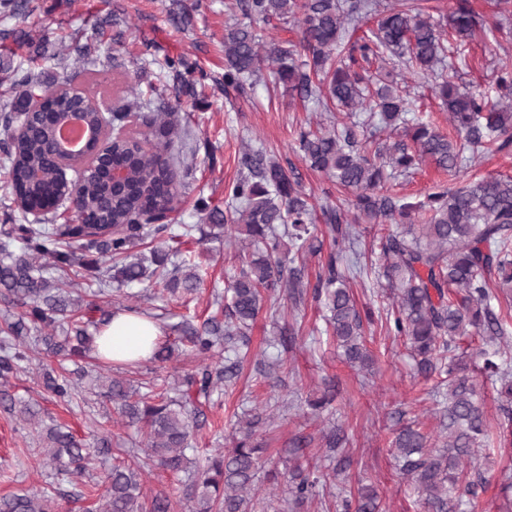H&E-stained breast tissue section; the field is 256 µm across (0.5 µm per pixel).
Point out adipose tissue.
I'll return each instance as SVG.
<instances>
[{"mask_svg":"<svg viewBox=\"0 0 512 512\" xmlns=\"http://www.w3.org/2000/svg\"><path fill=\"white\" fill-rule=\"evenodd\" d=\"M164 334V327L155 320L119 311L98 338L97 351L100 357L114 362L143 361L151 358L156 341Z\"/></svg>","mask_w":512,"mask_h":512,"instance_id":"obj_1","label":"adipose tissue"}]
</instances>
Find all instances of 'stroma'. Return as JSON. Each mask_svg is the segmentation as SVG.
<instances>
[{"label": "stroma", "mask_w": 512, "mask_h": 512, "mask_svg": "<svg viewBox=\"0 0 512 512\" xmlns=\"http://www.w3.org/2000/svg\"><path fill=\"white\" fill-rule=\"evenodd\" d=\"M225 0H31L23 18L0 14V30H25L30 40L14 44L13 67L57 77L75 73V86H84L88 74L106 77L100 96L105 107L122 104L133 94L157 88L166 98H179L176 116L188 131L182 146L187 167L179 179L186 186L172 224L193 226L191 238L141 242L146 253L155 247L180 251L198 265L204 278L192 295L169 303L143 293L133 304L134 312L163 325L172 348L167 361L150 359L137 364H113V376L132 384H150L164 391L185 374L198 371L202 357L179 339L177 326L183 317L197 321L217 315V294L223 293L227 276L237 267L235 252L218 240L203 239L199 231L197 200L226 208L224 188L243 172L240 165L246 142L260 140L271 157L283 166H295L301 185L315 207L342 204L335 185L313 170L292 150L300 128L329 125L334 116L320 111L289 88L266 89L257 84L254 93L241 95L224 86V29L236 20L224 7ZM480 17L474 37L452 59L451 76L460 86L495 96L498 68L512 67V34L503 32V22L493 15L486 0H473ZM179 57L189 70L193 89L173 81L162 64ZM512 175V154L482 156L454 174L428 162L406 176L391 181L388 191L409 202L443 188L456 189L469 179L486 175ZM358 307H370L372 323L366 324L364 345L373 358L370 368L351 367L333 338L327 337L320 309L313 299L292 308L286 296L265 300L249 332L252 357L239 376L209 396L193 397L198 410L192 441L199 458L215 449L230 447L233 438L246 429V414L267 406L268 419L257 430L266 451L265 471L277 474L273 493H260L256 512H341L342 500L358 485L374 486L382 512H421L417 498L402 479L391 441L405 426L429 437L440 432L439 419L447 404L448 386L442 376L417 374L402 338L388 335L384 309L387 299L375 280L351 286ZM16 398L36 400L42 415L68 425L79 437L111 433L112 445L130 448L137 440L135 427L126 425L112 403L79 387L71 403L33 383L24 373L8 377ZM334 383L337 395L323 410L312 401L321 397L326 383ZM342 427L346 452L353 463L347 473L334 475L332 461L313 459L325 484L324 502L295 507L288 500L285 475L293 463L289 451L295 437L320 439L331 426ZM38 454L30 428L0 410V495L18 489L44 487L46 478L33 470ZM487 483L475 501L474 512H512V494L500 491V477L512 469V432L501 443L482 450L474 462Z\"/></svg>", "instance_id": "obj_1"}]
</instances>
